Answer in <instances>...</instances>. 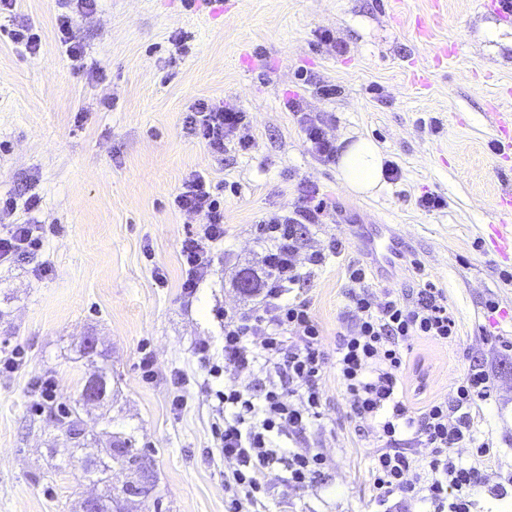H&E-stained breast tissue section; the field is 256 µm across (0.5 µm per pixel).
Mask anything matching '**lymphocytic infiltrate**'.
<instances>
[{
  "instance_id": "obj_1",
  "label": "lymphocytic infiltrate",
  "mask_w": 512,
  "mask_h": 512,
  "mask_svg": "<svg viewBox=\"0 0 512 512\" xmlns=\"http://www.w3.org/2000/svg\"><path fill=\"white\" fill-rule=\"evenodd\" d=\"M73 10L56 16L57 39L72 68L87 69L86 53L74 31V13H92L97 0H74ZM304 134L313 157L323 164L336 161V141L328 134L334 117L308 111L303 97L284 102ZM188 133L215 156L254 145L248 113L230 103L195 100L184 117ZM174 206L196 216L180 247L184 269L181 290L195 295L209 276L214 246L224 239V202L204 175L187 176L173 199ZM40 200L18 201L0 196V265L33 257L43 246L45 226L36 217ZM29 218L13 219L17 209ZM329 215L316 184L300 182L291 206L265 213L255 225L254 240L262 249L259 266L251 271L259 301L246 310H216L224 324V358L216 360L209 341L195 348L198 361L212 377L225 368L242 375L240 384L215 391V446L224 460V501L227 512H266L265 501L276 486L272 472H282L287 486H303L320 474L326 459L299 441L322 420L326 405L323 379L335 362L355 418L364 425L374 451L370 477L375 512H394L399 503L417 501L432 512H467V497L485 480L477 465L455 457L458 448L487 456L492 440L478 437L474 411L487 400L493 379L485 369L470 370L452 398L430 401L412 410L404 398V378L413 339L454 341L456 322L448 297L431 280L418 287L374 291L370 262L349 261L346 303L336 331V354L328 356L323 332L306 300L292 297L293 288L307 283L332 257H341L345 243L330 237L308 254L300 252L306 225L321 224ZM426 456H417V449Z\"/></svg>"
}]
</instances>
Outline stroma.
<instances>
[{
  "label": "stroma",
  "instance_id": "1",
  "mask_svg": "<svg viewBox=\"0 0 512 512\" xmlns=\"http://www.w3.org/2000/svg\"><path fill=\"white\" fill-rule=\"evenodd\" d=\"M19 14L41 35L37 54L16 47L0 18V194L41 198L49 228L34 259L0 267V359L19 368L0 374V512H72L101 487L82 458L105 457L112 434L145 450L161 512H225L224 465L214 455L212 402L236 379H209L194 355L208 339L224 355L218 306L238 307L251 295L240 270L256 265L254 222L292 202L296 184L314 182L335 211L304 243L344 238L343 259L329 260L296 291L336 345L345 304L343 260L364 257L378 225H389L426 278L443 288L458 338L414 340L407 398L420 408L449 395L472 366L495 383L475 422L492 438L483 461L485 487L471 512H512V259L490 246L487 227L511 224L500 206L512 186V22L481 0H99L77 35L98 74L75 72L56 40L57 0H19ZM330 31L346 47L322 46ZM182 37L175 45L173 37ZM336 86L324 99L304 76ZM111 95V106L100 103ZM302 95L310 110L332 112L336 140L373 139L402 169L375 196L343 185L335 165L317 163L283 108ZM198 98L233 101L248 112L255 142L246 153L213 157L183 129ZM198 171L224 194V242L210 278L192 299L181 292L180 243L192 222L173 205L186 175ZM433 193L434 211L417 204ZM47 263L39 279L34 264ZM167 280L158 283L154 268ZM498 305L488 314L487 301ZM98 355L82 356L84 337ZM156 361L141 378L143 350ZM190 383L188 403L174 410L172 368ZM108 375L103 402L81 414V448L32 389L52 378L58 400L76 397L94 372ZM325 416L308 437L328 461L314 486L289 491L271 512H371L372 450L360 436L335 365L325 373Z\"/></svg>",
  "mask_w": 512,
  "mask_h": 512
}]
</instances>
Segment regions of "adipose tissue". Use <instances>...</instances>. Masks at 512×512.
I'll use <instances>...</instances> for the list:
<instances>
[{"mask_svg":"<svg viewBox=\"0 0 512 512\" xmlns=\"http://www.w3.org/2000/svg\"><path fill=\"white\" fill-rule=\"evenodd\" d=\"M385 155L372 139L360 137L342 148L337 169L345 187L355 194H374L383 186Z\"/></svg>","mask_w":512,"mask_h":512,"instance_id":"ef3b65f1","label":"adipose tissue"}]
</instances>
